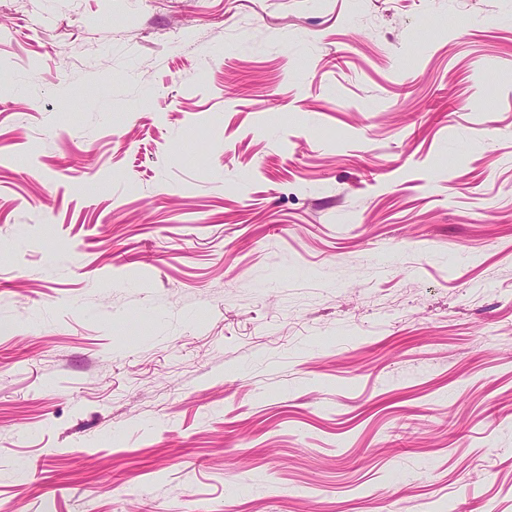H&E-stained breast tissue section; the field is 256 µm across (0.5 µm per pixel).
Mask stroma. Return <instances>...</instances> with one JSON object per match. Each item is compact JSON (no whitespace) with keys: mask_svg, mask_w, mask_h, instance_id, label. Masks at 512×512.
<instances>
[{"mask_svg":"<svg viewBox=\"0 0 512 512\" xmlns=\"http://www.w3.org/2000/svg\"><path fill=\"white\" fill-rule=\"evenodd\" d=\"M0 512H512V0H0Z\"/></svg>","mask_w":512,"mask_h":512,"instance_id":"1","label":"stroma"}]
</instances>
